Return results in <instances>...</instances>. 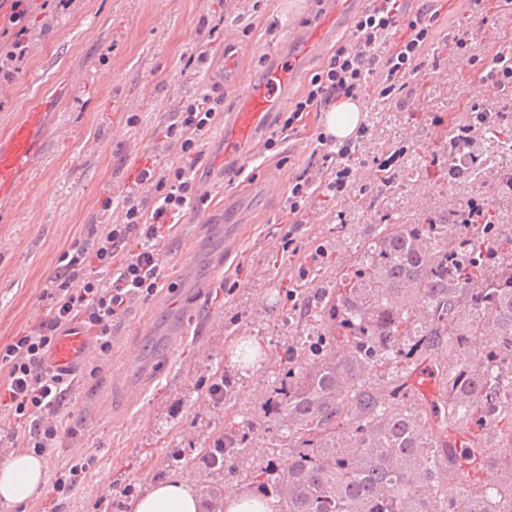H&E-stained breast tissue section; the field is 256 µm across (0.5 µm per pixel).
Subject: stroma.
Returning <instances> with one entry per match:
<instances>
[{"label":"stroma","instance_id":"stroma-1","mask_svg":"<svg viewBox=\"0 0 512 512\" xmlns=\"http://www.w3.org/2000/svg\"><path fill=\"white\" fill-rule=\"evenodd\" d=\"M409 8L427 10L431 31L419 75L400 94L405 106L363 100L368 132L351 160L354 185L336 200L312 194L292 246L283 239L289 186L315 163L325 111L304 113L288 130L277 119L304 94L323 56L308 57L295 74L236 173L224 172L223 125L204 140L200 198L160 246L156 294L129 305L112 328L110 352L89 353L59 406L66 428L43 456L45 488L14 512H129L131 494L153 483L178 477L200 486L202 469L173 472L162 460L173 447L196 456L223 427L224 411L208 395L218 372L240 383L232 412L252 448L287 447L268 430L260 403L271 384L268 358L306 329L287 314L307 255L326 251L323 281L330 284L387 222L419 224L429 212L475 200L512 225V194L502 192L499 174L478 183L463 175L439 181L432 173L444 159L429 152L436 134L466 124L476 104L512 125V96L482 81L477 65L498 39L512 38V14L499 0L479 8L471 0H410ZM323 11L319 0H70L34 12L30 57L0 85V138L35 102L47 130L15 200L0 208V347L44 316L62 251L90 242L92 225L122 222L121 208L103 210V199L132 191L145 160L178 165L176 150L155 149L154 132L180 98L217 85L225 111H235L270 55L293 51L291 32L317 25ZM203 17L215 33L200 31ZM466 26L474 33L469 49L453 48L451 35ZM231 43L238 52L234 84L224 81ZM202 51L207 64L188 65ZM273 135L276 147L264 150ZM392 155L395 177L385 187L380 165ZM236 203L245 229L229 251L224 209ZM242 336L262 344V361L249 369L230 359ZM83 462L86 473L56 492V479Z\"/></svg>","mask_w":512,"mask_h":512}]
</instances>
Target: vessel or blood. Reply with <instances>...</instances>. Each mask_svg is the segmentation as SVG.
<instances>
[{
  "label": "vessel or blood",
  "mask_w": 512,
  "mask_h": 512,
  "mask_svg": "<svg viewBox=\"0 0 512 512\" xmlns=\"http://www.w3.org/2000/svg\"><path fill=\"white\" fill-rule=\"evenodd\" d=\"M329 7L318 27L296 30L294 41L300 52L296 55L277 54L271 57L260 82L245 90L236 111L224 119V154L231 157L252 139L267 115L280 105L288 94L290 78L303 56L322 51L341 24L352 0H327ZM43 115L30 111L10 129L5 142L0 143V204L11 200L21 173L25 172L34 156L38 134L43 133ZM91 345L90 337L76 323L62 326L48 353L46 367L69 378L79 373Z\"/></svg>",
  "instance_id": "1"
}]
</instances>
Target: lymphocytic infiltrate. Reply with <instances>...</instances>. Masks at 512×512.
Here are the masks:
<instances>
[{"label": "lymphocytic infiltrate", "mask_w": 512, "mask_h": 512, "mask_svg": "<svg viewBox=\"0 0 512 512\" xmlns=\"http://www.w3.org/2000/svg\"><path fill=\"white\" fill-rule=\"evenodd\" d=\"M55 0H0V76L13 77L30 54L28 19ZM429 35L422 17L407 18L403 0H372L358 16L354 39L341 44L311 79L283 122L292 128L312 107L342 98L358 100L366 89L393 102L397 92L420 71V51ZM224 112V97L203 89L182 97L168 123L159 128L160 144L178 151L181 162L166 169L145 163L137 185L149 198L128 193L123 220L94 228L88 244H75L59 257L56 283L49 292L46 318L18 334L0 349V365L7 379L0 383V410L15 418V428L0 434V445L15 444L20 428H27V445L42 454L55 444L63 422L58 405L71 383L48 370L45 356L59 328L81 324L95 340L99 353L112 349V324L136 300L154 295L160 275V243L170 236L180 217L198 195L197 164L205 135ZM324 152L316 172L295 179L288 195L292 224H299L303 206L314 192L336 199L353 185L349 163L359 140L331 145L319 140Z\"/></svg>", "instance_id": "obj_1"}]
</instances>
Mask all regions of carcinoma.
I'll return each instance as SVG.
<instances>
[{
  "label": "carcinoma",
  "mask_w": 512,
  "mask_h": 512,
  "mask_svg": "<svg viewBox=\"0 0 512 512\" xmlns=\"http://www.w3.org/2000/svg\"><path fill=\"white\" fill-rule=\"evenodd\" d=\"M483 150L512 131L483 125ZM465 226L455 246L434 234L448 217ZM303 316L320 329L270 359L260 405L274 434L293 445L253 455L227 420L197 464L212 474L250 459L254 492L277 512H506L512 508V403L496 364L512 343V232L468 222V209L427 224H386L336 284L315 289ZM464 308L466 323L456 321ZM448 343V353L438 354ZM430 361L444 406L432 418L408 404L399 366ZM495 481L483 480L485 473ZM203 512L221 490L201 488Z\"/></svg>",
  "instance_id": "1"
}]
</instances>
